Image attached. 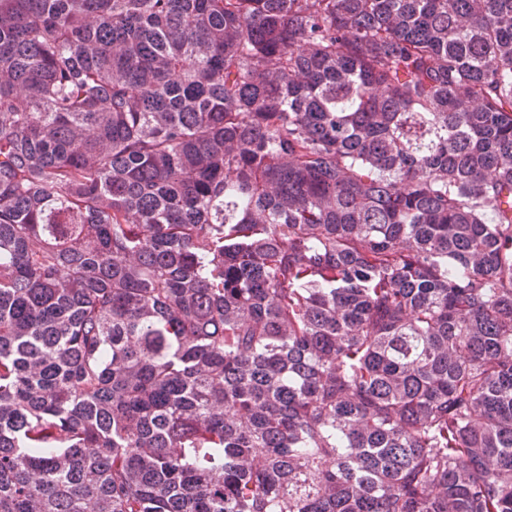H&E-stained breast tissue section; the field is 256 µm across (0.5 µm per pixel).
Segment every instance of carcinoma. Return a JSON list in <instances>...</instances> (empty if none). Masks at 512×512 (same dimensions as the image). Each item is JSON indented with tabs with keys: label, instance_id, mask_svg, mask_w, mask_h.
I'll return each instance as SVG.
<instances>
[{
	"label": "carcinoma",
	"instance_id": "cac0c4a2",
	"mask_svg": "<svg viewBox=\"0 0 512 512\" xmlns=\"http://www.w3.org/2000/svg\"><path fill=\"white\" fill-rule=\"evenodd\" d=\"M0 512H512V0H0Z\"/></svg>",
	"mask_w": 512,
	"mask_h": 512
}]
</instances>
